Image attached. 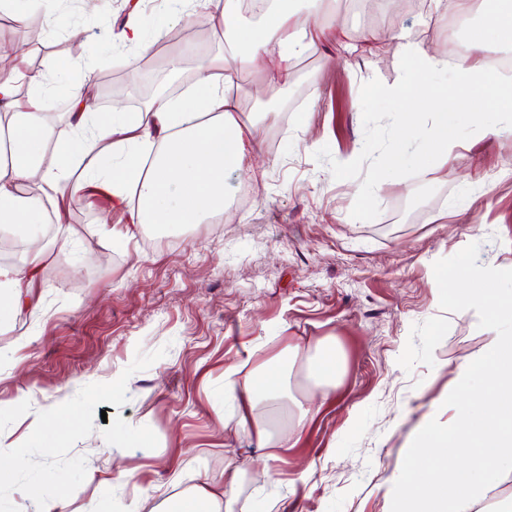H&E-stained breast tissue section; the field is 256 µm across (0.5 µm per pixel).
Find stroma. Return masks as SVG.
Segmentation results:
<instances>
[{
    "instance_id": "stroma-1",
    "label": "stroma",
    "mask_w": 512,
    "mask_h": 512,
    "mask_svg": "<svg viewBox=\"0 0 512 512\" xmlns=\"http://www.w3.org/2000/svg\"><path fill=\"white\" fill-rule=\"evenodd\" d=\"M21 8L25 25L0 24V43L25 44L28 69L57 90L81 80L83 62L101 77L138 58L110 35L125 0H101L91 19L78 0ZM53 11L63 25L48 26ZM329 19L352 36L376 34L373 48L351 53L335 39L300 60L315 81L296 106L256 114L260 158L228 172L223 216L146 224L118 246L109 199L71 201L74 250L50 253L40 309L0 327V405L57 426L49 448L17 427L21 457L0 512H33L52 488L69 512H126L133 501L160 512L204 480L225 487L233 512H391L386 490L417 428L485 342L471 311L441 309L433 264L476 242L479 265L512 269V127L489 135L493 113L461 114L447 164H431L415 135L383 172L399 119L388 92L408 66L380 31L410 27L449 57L469 50L464 24L401 7L383 23L351 0H337ZM190 26L210 44L164 52L171 97L191 83L189 64L224 63L214 26L199 16ZM327 337L344 359L336 390L324 401L293 387L312 416L294 448L265 462L237 430L224 372L245 380ZM235 469L244 478L232 486Z\"/></svg>"
}]
</instances>
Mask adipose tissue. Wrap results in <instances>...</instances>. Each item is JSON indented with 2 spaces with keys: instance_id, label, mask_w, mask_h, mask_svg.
<instances>
[{
  "instance_id": "1",
  "label": "adipose tissue",
  "mask_w": 512,
  "mask_h": 512,
  "mask_svg": "<svg viewBox=\"0 0 512 512\" xmlns=\"http://www.w3.org/2000/svg\"><path fill=\"white\" fill-rule=\"evenodd\" d=\"M171 2L182 19L193 17L196 7L212 4L228 45L223 68L199 66L183 96L161 97L131 115L113 111L104 116L92 111L88 93L80 92L66 114L69 133L64 136L42 109L50 91L42 74L25 70L18 76L0 75V226L30 238L35 225L56 224L54 246L65 251L71 246L65 228L68 199L77 194L106 193L113 209L125 213L123 228L112 231L117 245L132 238L140 224H197L223 210L227 172L262 147L258 126L238 118V65L270 56L273 63L265 72L264 87L288 85L300 58L330 38L332 30L320 20L323 0H306L303 14L287 0H275L271 18L256 26L243 22L239 0ZM386 36L399 44L413 76L400 95L401 123L381 166L399 160L425 114L433 120L429 151L443 162L457 145L459 113L486 108L512 124V88L499 82L483 56L492 36L512 48V0H493L484 8L480 22L468 31L471 61L453 71L447 58L407 28H389ZM447 71L454 74L452 93L432 84ZM78 162L84 168L76 178L72 166ZM35 172L40 185L33 190L28 181ZM42 256L38 250L21 262L0 265V324L32 308ZM303 370L320 398L328 399L343 370L335 339L320 341ZM290 378V368L272 364L242 382L234 397L239 431L271 459L288 450L292 433L256 418L255 411L288 397ZM231 504L224 490L201 483L183 494L171 512H230Z\"/></svg>"
}]
</instances>
